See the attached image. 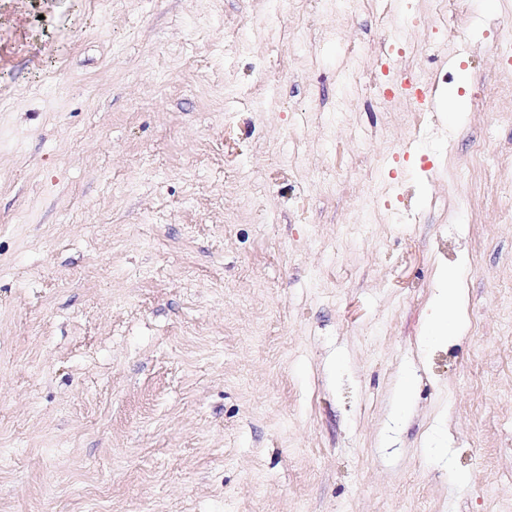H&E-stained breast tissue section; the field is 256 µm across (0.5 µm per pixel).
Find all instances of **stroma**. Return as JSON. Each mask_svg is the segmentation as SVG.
Here are the masks:
<instances>
[{
    "label": "stroma",
    "instance_id": "35a3bbf8",
    "mask_svg": "<svg viewBox=\"0 0 512 512\" xmlns=\"http://www.w3.org/2000/svg\"><path fill=\"white\" fill-rule=\"evenodd\" d=\"M276 9L0 0V512H512V0ZM397 29L423 134L344 70ZM458 278L455 275L447 276L446 288H442L436 300V316L430 326V340L438 339L448 327L457 329L462 321L465 306V297L461 288H458Z\"/></svg>",
    "mask_w": 512,
    "mask_h": 512
}]
</instances>
